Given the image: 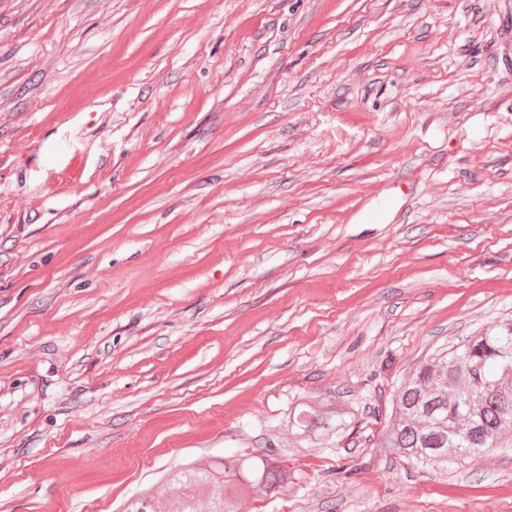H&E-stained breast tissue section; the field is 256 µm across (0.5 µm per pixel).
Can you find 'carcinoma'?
<instances>
[{
	"label": "carcinoma",
	"mask_w": 512,
	"mask_h": 512,
	"mask_svg": "<svg viewBox=\"0 0 512 512\" xmlns=\"http://www.w3.org/2000/svg\"><path fill=\"white\" fill-rule=\"evenodd\" d=\"M354 419L339 397L298 402L283 425L297 447L330 445ZM378 447L422 466L463 461L512 447V323L501 324L436 354L403 379L391 424ZM293 449L265 441L259 455L214 457L165 474L167 512H239L242 499L288 485L283 461ZM125 512H157L145 493Z\"/></svg>",
	"instance_id": "1"
}]
</instances>
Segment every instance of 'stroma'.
<instances>
[{"label": "stroma", "instance_id": "35a3bbf8", "mask_svg": "<svg viewBox=\"0 0 512 512\" xmlns=\"http://www.w3.org/2000/svg\"><path fill=\"white\" fill-rule=\"evenodd\" d=\"M510 41L512 0H0V512H120L330 395L241 512H512V448L377 445L512 319Z\"/></svg>", "mask_w": 512, "mask_h": 512}]
</instances>
